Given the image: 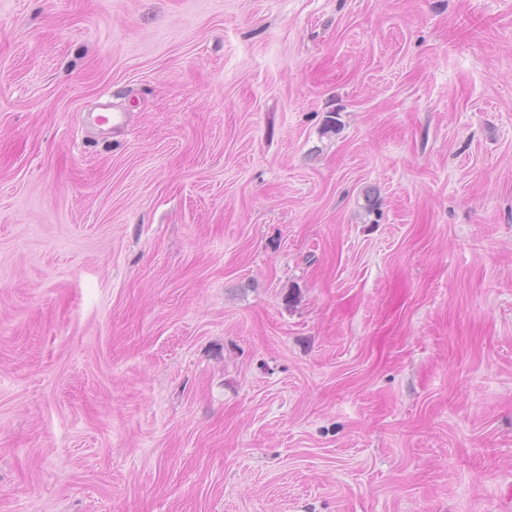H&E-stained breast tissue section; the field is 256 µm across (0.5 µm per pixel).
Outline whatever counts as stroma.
<instances>
[{
    "label": "stroma",
    "mask_w": 512,
    "mask_h": 512,
    "mask_svg": "<svg viewBox=\"0 0 512 512\" xmlns=\"http://www.w3.org/2000/svg\"><path fill=\"white\" fill-rule=\"evenodd\" d=\"M0 512H512V0H0Z\"/></svg>",
    "instance_id": "obj_1"
}]
</instances>
